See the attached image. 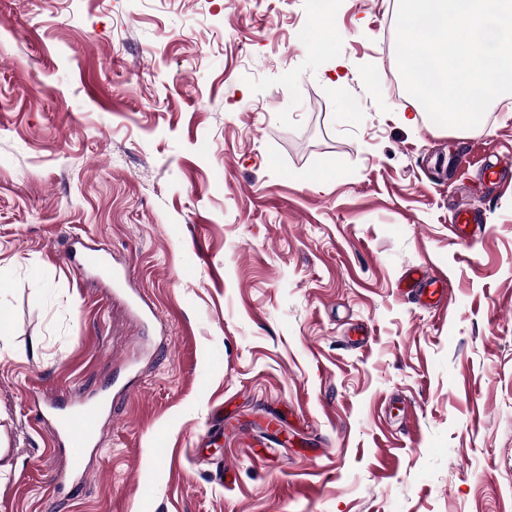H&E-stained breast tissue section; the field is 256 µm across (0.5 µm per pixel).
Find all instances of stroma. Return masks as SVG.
I'll use <instances>...</instances> for the list:
<instances>
[{"instance_id":"35a3bbf8","label":"stroma","mask_w":512,"mask_h":512,"mask_svg":"<svg viewBox=\"0 0 512 512\" xmlns=\"http://www.w3.org/2000/svg\"><path fill=\"white\" fill-rule=\"evenodd\" d=\"M397 7L0 0V512H512V97L434 128ZM104 389L53 487L35 399ZM453 227L455 228L453 233L460 242H468L481 233L473 209L465 204H461L455 209ZM79 244V246H76ZM66 260L73 263L75 267L86 273H96L108 279L114 278L116 273L106 265V260L101 249L86 245L82 242H75L74 248L66 254ZM399 288L404 293H413L425 298L431 305L437 307L448 305L446 280L442 277H434L429 281H424L417 268H411L405 272Z\"/></svg>"}]
</instances>
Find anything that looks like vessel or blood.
<instances>
[{
  "instance_id": "b4317fda",
  "label": "vessel or blood",
  "mask_w": 512,
  "mask_h": 512,
  "mask_svg": "<svg viewBox=\"0 0 512 512\" xmlns=\"http://www.w3.org/2000/svg\"><path fill=\"white\" fill-rule=\"evenodd\" d=\"M453 226L454 235L461 242L470 241L481 232L473 209L465 204L456 208ZM66 258L83 272L95 273L108 279L113 276L104 254L96 247L79 244L67 253ZM399 288L402 292L425 298L435 306H444L448 303L445 279L436 277L423 280L419 270L415 268L406 271ZM109 406L110 396L105 390L92 398L65 406L53 402L42 405V420L53 427L56 435L68 447L67 469L55 475L54 480L57 484H64L67 477L79 475L83 471L86 463L85 450L94 445L100 417Z\"/></svg>"
}]
</instances>
